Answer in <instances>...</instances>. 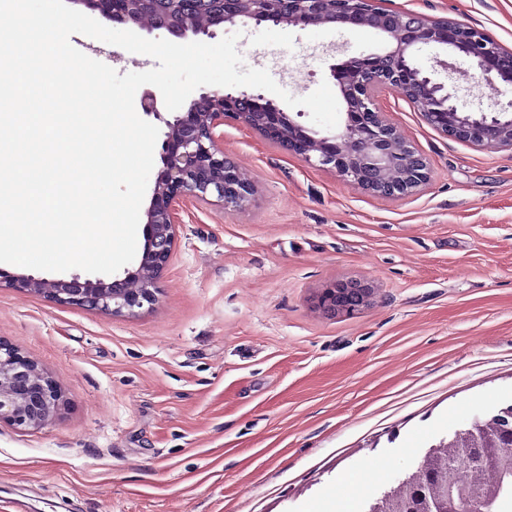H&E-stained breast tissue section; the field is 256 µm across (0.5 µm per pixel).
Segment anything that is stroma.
Listing matches in <instances>:
<instances>
[{
	"instance_id": "1",
	"label": "stroma",
	"mask_w": 512,
	"mask_h": 512,
	"mask_svg": "<svg viewBox=\"0 0 512 512\" xmlns=\"http://www.w3.org/2000/svg\"><path fill=\"white\" fill-rule=\"evenodd\" d=\"M377 4L512 50V0ZM235 32L245 65L295 97L380 46L349 27L238 22L213 38ZM71 40L121 75L158 66ZM416 60L464 111L512 101L463 54ZM377 102L431 161L412 195L373 196L228 122L218 145L255 194L243 210L183 200L154 304L113 315L0 287V338L64 400L40 428L0 424L7 512H363L430 446L512 404V150L443 135L398 88ZM338 281L373 295L325 314L317 298Z\"/></svg>"
}]
</instances>
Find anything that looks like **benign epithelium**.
<instances>
[{
    "label": "benign epithelium",
    "mask_w": 512,
    "mask_h": 512,
    "mask_svg": "<svg viewBox=\"0 0 512 512\" xmlns=\"http://www.w3.org/2000/svg\"><path fill=\"white\" fill-rule=\"evenodd\" d=\"M113 22H145L172 34H214V28L238 20L257 25L302 29L334 24L370 31L384 47L350 58L333 68V78L345 105L339 131L322 135L292 119L274 103L259 102L245 94L221 89L200 94L186 112L163 119L157 95L145 91L140 108L167 127L151 202L146 210L144 243L124 277L46 279L12 274L0 268V285L6 284L54 302L87 310L133 315L153 304L157 283L171 260L175 242V211L190 196H214L224 207L241 210L254 194L252 181L217 145L216 129L237 122L282 146L301 161L335 171L348 184L384 197H400L428 183L429 160L400 138L380 111V89L397 86L427 123L442 134L484 149L512 150V102L489 115L462 112L448 87L434 80L415 61V51L435 46L467 56L479 77L512 86V51L482 30L451 20H429L415 13L395 12L364 0H77ZM372 289L357 281H339L318 297V307L328 314H353L367 304ZM56 382L34 360L0 338V423L17 428H39L61 406ZM497 451L512 461V423L505 420ZM479 448H457L444 455L436 468L421 467L400 492L398 506L378 512H484V503L465 494L478 469Z\"/></svg>",
    "instance_id": "7a95c632"
}]
</instances>
